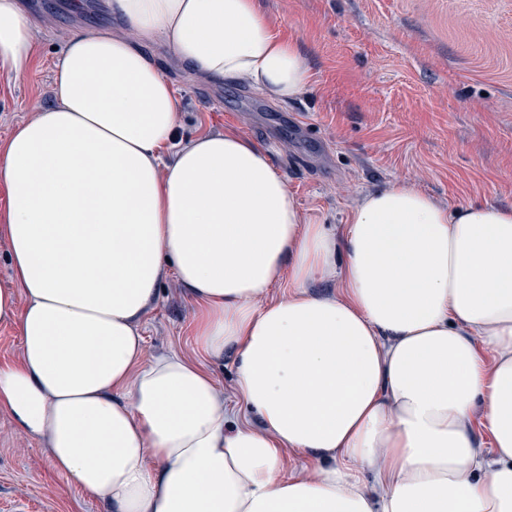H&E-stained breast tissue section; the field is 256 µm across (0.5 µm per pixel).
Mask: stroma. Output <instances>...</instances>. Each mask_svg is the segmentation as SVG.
Masks as SVG:
<instances>
[{
	"mask_svg": "<svg viewBox=\"0 0 512 512\" xmlns=\"http://www.w3.org/2000/svg\"><path fill=\"white\" fill-rule=\"evenodd\" d=\"M39 20L41 54L26 75L0 78V140L53 100L65 36L112 25L108 0H23ZM311 74L288 103L214 85L166 61L178 135L236 131L278 137L271 162L306 218L342 233L364 193L408 184L454 209L512 208V0H256ZM197 305L174 277L141 320L149 352L200 353ZM0 512H109L51 468L47 449L0 412Z\"/></svg>",
	"mask_w": 512,
	"mask_h": 512,
	"instance_id": "35a3bbf8",
	"label": "stroma"
}]
</instances>
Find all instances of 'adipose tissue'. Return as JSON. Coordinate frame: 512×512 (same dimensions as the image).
Returning a JSON list of instances; mask_svg holds the SVG:
<instances>
[{
	"mask_svg": "<svg viewBox=\"0 0 512 512\" xmlns=\"http://www.w3.org/2000/svg\"><path fill=\"white\" fill-rule=\"evenodd\" d=\"M110 8L114 27L67 39L53 103L0 141V323L21 336L0 411L111 512H512V210L396 184L334 235L260 144L176 139L153 44L209 81L281 102L307 89L255 0ZM36 55L32 15L0 0V75ZM168 272L203 308L197 345L232 354L257 424L195 360L148 354L139 318ZM336 277L342 297L306 290ZM290 450L308 473L286 474Z\"/></svg>",
	"mask_w": 512,
	"mask_h": 512,
	"instance_id": "1",
	"label": "adipose tissue"
}]
</instances>
